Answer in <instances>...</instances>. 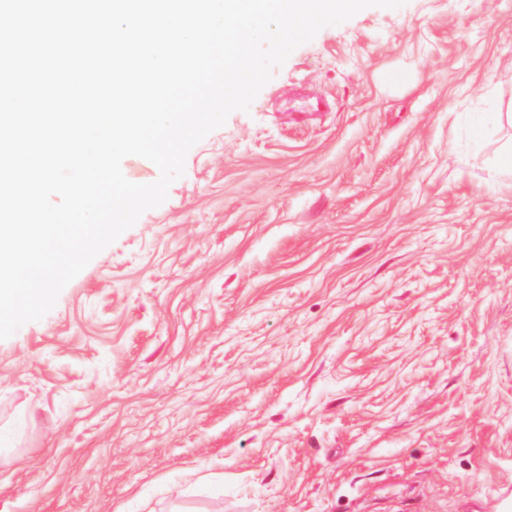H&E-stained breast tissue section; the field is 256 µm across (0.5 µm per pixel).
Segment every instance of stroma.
Here are the masks:
<instances>
[{
    "label": "stroma",
    "instance_id": "1",
    "mask_svg": "<svg viewBox=\"0 0 512 512\" xmlns=\"http://www.w3.org/2000/svg\"><path fill=\"white\" fill-rule=\"evenodd\" d=\"M512 0L321 29L0 340V512H494Z\"/></svg>",
    "mask_w": 512,
    "mask_h": 512
}]
</instances>
